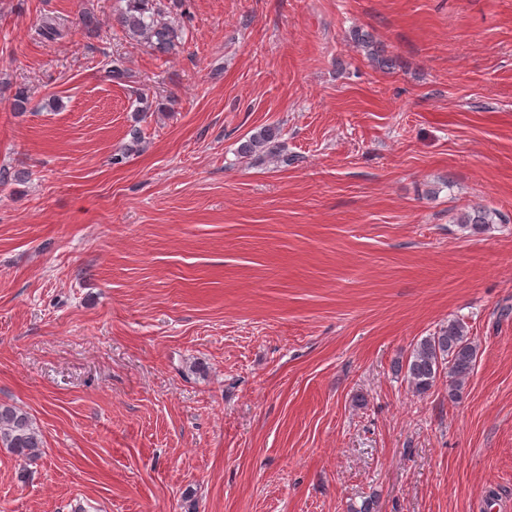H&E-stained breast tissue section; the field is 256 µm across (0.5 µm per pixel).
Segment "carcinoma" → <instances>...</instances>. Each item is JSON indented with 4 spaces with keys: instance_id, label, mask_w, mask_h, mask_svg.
Listing matches in <instances>:
<instances>
[{
    "instance_id": "obj_1",
    "label": "carcinoma",
    "mask_w": 512,
    "mask_h": 512,
    "mask_svg": "<svg viewBox=\"0 0 512 512\" xmlns=\"http://www.w3.org/2000/svg\"><path fill=\"white\" fill-rule=\"evenodd\" d=\"M161 9L154 0H126V8L117 21L132 40L147 45L159 52H168L177 47L178 33L172 27L158 21ZM356 47L379 68L390 69L393 59L383 46L361 30L353 31ZM280 129L264 127L251 135L240 146V153L250 156L267 153L278 157L282 152ZM464 229L483 231L491 224L502 223V216L495 210L475 206L458 218ZM479 345L468 336L463 323L448 321V325L422 338L405 361V377L418 394L429 391L437 382L441 372H448V398L452 402L462 397L469 376L475 369ZM42 440L30 415L16 407L0 406V445L10 449L26 462L39 456Z\"/></svg>"
}]
</instances>
